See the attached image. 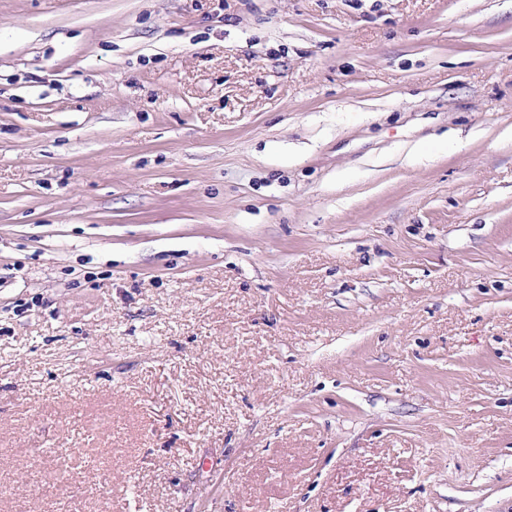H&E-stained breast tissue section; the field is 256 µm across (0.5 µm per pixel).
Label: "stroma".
<instances>
[{
    "label": "stroma",
    "instance_id": "1",
    "mask_svg": "<svg viewBox=\"0 0 512 512\" xmlns=\"http://www.w3.org/2000/svg\"><path fill=\"white\" fill-rule=\"evenodd\" d=\"M0 512H512V0H0Z\"/></svg>",
    "mask_w": 512,
    "mask_h": 512
}]
</instances>
